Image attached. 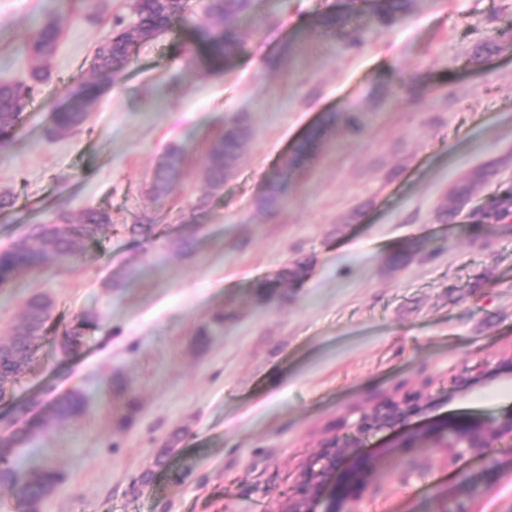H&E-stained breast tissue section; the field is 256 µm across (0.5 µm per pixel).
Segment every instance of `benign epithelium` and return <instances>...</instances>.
Instances as JSON below:
<instances>
[{
  "label": "benign epithelium",
  "mask_w": 512,
  "mask_h": 512,
  "mask_svg": "<svg viewBox=\"0 0 512 512\" xmlns=\"http://www.w3.org/2000/svg\"><path fill=\"white\" fill-rule=\"evenodd\" d=\"M507 368L512 370V355L478 369H465L456 379L455 391H466ZM429 400L422 393L387 397L357 411L353 422L342 420L338 431L323 442L317 466L303 474L283 512H317L321 505L323 512H359L358 505L379 464L376 456L365 453V440L379 431L399 430L421 413ZM415 448L442 449L454 463H480L475 474L460 476L450 493L448 512H469L467 504L499 480V452L512 448V408L491 421L461 417L404 433L394 445L401 455Z\"/></svg>",
  "instance_id": "obj_1"
}]
</instances>
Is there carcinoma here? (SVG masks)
<instances>
[{"label": "carcinoma", "mask_w": 512, "mask_h": 512, "mask_svg": "<svg viewBox=\"0 0 512 512\" xmlns=\"http://www.w3.org/2000/svg\"><path fill=\"white\" fill-rule=\"evenodd\" d=\"M254 0H208L206 16L200 25V35L215 60H229L238 54L242 41L237 21L253 7ZM410 0H373L374 20L383 27H391L406 13ZM137 24L130 30L116 29L100 42L94 51L91 73L101 81L120 73L131 63L138 46L156 38L176 18L185 16L188 0H132ZM61 28L55 21L42 25L27 41L26 50L31 65L28 79L21 83L0 82V143L8 141L15 122L25 110L36 89L51 76V64L56 55ZM87 106L82 105L57 112L53 133L62 135L83 124ZM250 126L248 117L238 115L224 125V133L214 140L204 161V178L212 191L221 189L224 180L234 172L237 162L248 145ZM183 151L168 150L158 166L151 190L156 195L173 192L181 176ZM485 178L482 172L457 182L436 210V218L444 223L453 218L459 203L468 200ZM512 215V189H505L489 198L479 211V223L489 224ZM111 223L105 210L87 209L74 222L65 211L58 212L51 224H34L11 248L0 251V292L12 288L22 275L39 269L52 257L65 263L78 257L80 248L88 241L97 240ZM53 303L43 294L28 298L19 323L13 326L11 338L0 350V402L12 398V390L19 374L32 359V351L42 339L46 324L52 318ZM83 331L72 326L60 343L65 355L79 352ZM81 397L62 400L55 406L52 420L63 423L83 410ZM24 439L0 444V488L6 489L21 501L26 512H39L43 500L63 484L65 476L52 467L27 471L16 464L4 449L20 444Z\"/></svg>", "instance_id": "1"}]
</instances>
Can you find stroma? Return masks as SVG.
Listing matches in <instances>:
<instances>
[{"mask_svg": "<svg viewBox=\"0 0 512 512\" xmlns=\"http://www.w3.org/2000/svg\"><path fill=\"white\" fill-rule=\"evenodd\" d=\"M130 2L0 0V81L25 79L24 45L43 21L62 28L50 81L0 145V192L16 199L0 210V249L60 210L112 216L78 261L48 260L0 293V343L29 296L54 303L15 407L0 405V440L28 436L25 467L67 478L40 512H281L322 440L377 399L430 393L413 430L512 408L510 377L452 393L463 369L512 353V218L472 217L512 184V0H412L389 28L365 0H255L228 61L209 56L205 2L191 0L188 18L98 83L92 49L131 25ZM329 11L344 29L320 24ZM489 40L498 52L476 57ZM78 89L87 122L51 136ZM239 113L251 140L210 192L207 148ZM316 128L315 150L296 158ZM173 146L185 150L179 183L154 195ZM481 170L457 218L436 221L451 186ZM281 181L278 206L261 209ZM144 212L163 223L131 234ZM298 258L309 268L296 283ZM219 312L223 332L198 347ZM82 315L83 346L65 356L59 343ZM75 391L83 411L55 425ZM397 438L367 443L381 463L361 512H443L460 469L431 451L397 455Z\"/></svg>", "mask_w": 512, "mask_h": 512, "instance_id": "stroma-1", "label": "stroma"}]
</instances>
